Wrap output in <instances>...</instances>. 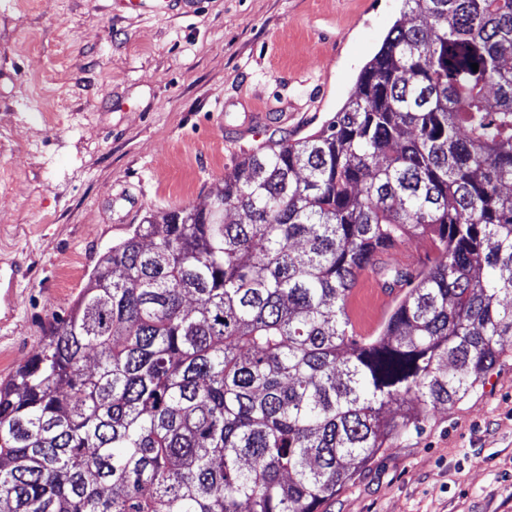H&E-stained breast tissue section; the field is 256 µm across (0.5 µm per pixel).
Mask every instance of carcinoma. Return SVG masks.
<instances>
[{"instance_id":"cac0c4a2","label":"carcinoma","mask_w":512,"mask_h":512,"mask_svg":"<svg viewBox=\"0 0 512 512\" xmlns=\"http://www.w3.org/2000/svg\"><path fill=\"white\" fill-rule=\"evenodd\" d=\"M403 8L317 132L99 256L0 385V512H324L512 347V0ZM365 269L407 287L371 341ZM398 251L424 254L428 259L427 264H431V262L438 256V252L434 249L432 242L428 237H413L406 240L392 250V252ZM370 271L361 272L347 300V309L357 336H379L385 320L405 291L397 290L389 306H380L376 294L365 281L366 275L372 274Z\"/></svg>"}]
</instances>
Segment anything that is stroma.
<instances>
[{
  "label": "stroma",
  "instance_id": "35a3bbf8",
  "mask_svg": "<svg viewBox=\"0 0 512 512\" xmlns=\"http://www.w3.org/2000/svg\"><path fill=\"white\" fill-rule=\"evenodd\" d=\"M401 0H0V269L21 262L0 381L39 351L99 256L145 216L200 204L248 155L316 132L355 90ZM256 112L272 113L257 127ZM347 309L382 331L358 279ZM326 512H512V350L475 392L393 439Z\"/></svg>",
  "mask_w": 512,
  "mask_h": 512
}]
</instances>
